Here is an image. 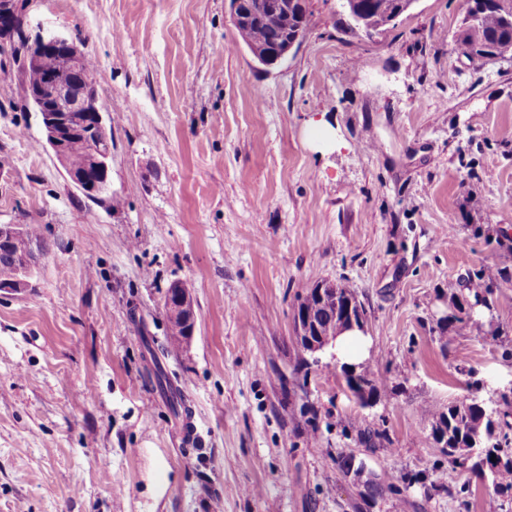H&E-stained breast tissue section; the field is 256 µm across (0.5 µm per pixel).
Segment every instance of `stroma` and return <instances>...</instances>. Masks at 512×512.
Instances as JSON below:
<instances>
[{"mask_svg": "<svg viewBox=\"0 0 512 512\" xmlns=\"http://www.w3.org/2000/svg\"><path fill=\"white\" fill-rule=\"evenodd\" d=\"M26 3L29 31L95 63L120 204L74 186L0 52V224L48 246L32 288L0 296V512H488L485 484L464 507L440 490L468 474L424 409L484 379L512 434V57L454 52L458 0H416L370 38L343 32L340 0H308L270 68L227 0ZM320 118L330 143L308 135ZM487 269L457 330L450 291ZM174 281L196 312L176 352ZM320 282L367 312L369 405L327 353L303 368L293 315ZM299 43L298 37H291L288 40L277 39L270 49L260 54L262 65L271 67L280 63Z\"/></svg>", "mask_w": 512, "mask_h": 512, "instance_id": "1", "label": "stroma"}]
</instances>
